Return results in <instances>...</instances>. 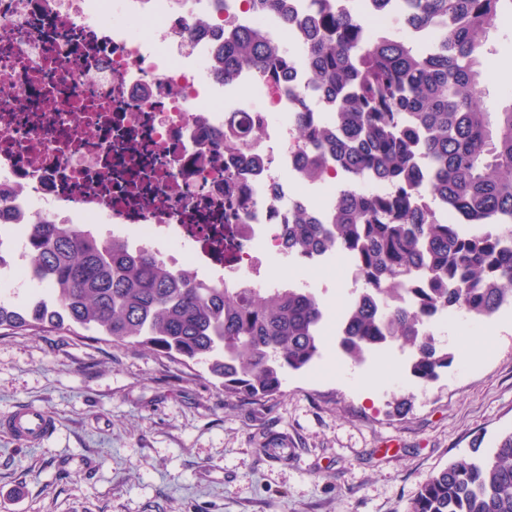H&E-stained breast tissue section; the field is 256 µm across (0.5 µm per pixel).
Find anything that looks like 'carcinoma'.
Here are the masks:
<instances>
[{"label":"carcinoma","instance_id":"carcinoma-1","mask_svg":"<svg viewBox=\"0 0 512 512\" xmlns=\"http://www.w3.org/2000/svg\"><path fill=\"white\" fill-rule=\"evenodd\" d=\"M248 2L295 20L289 0ZM309 4L306 33L291 48L258 26H225L224 79L247 64L292 98L306 177L346 182L330 223L299 210L284 232L290 255L334 247L355 261L365 288L346 306L342 353L362 362L407 347L411 376L430 382L449 354L425 319L462 311L481 320L512 303V93L490 112L481 87L486 36L512 0ZM375 13L391 26L372 34ZM297 62L304 86L289 84ZM235 180L224 173L228 204L244 210ZM21 242L41 293L0 299V329L93 331L201 363L225 396L255 400L281 394L288 372L320 356L324 310L307 288H218L79 224L42 219L24 225ZM474 451L432 475L407 512H512V430L488 453Z\"/></svg>","mask_w":512,"mask_h":512}]
</instances>
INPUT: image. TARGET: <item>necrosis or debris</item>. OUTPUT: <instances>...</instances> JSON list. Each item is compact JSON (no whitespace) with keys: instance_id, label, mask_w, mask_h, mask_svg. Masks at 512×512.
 <instances>
[{"instance_id":"obj_1","label":"necrosis or debris","mask_w":512,"mask_h":512,"mask_svg":"<svg viewBox=\"0 0 512 512\" xmlns=\"http://www.w3.org/2000/svg\"><path fill=\"white\" fill-rule=\"evenodd\" d=\"M228 19L291 38L246 0H0V222L107 227L213 283L279 286L289 212L326 219L333 197L303 175L294 103L243 65L214 78ZM230 123L258 141L225 149ZM228 170L246 210L224 201Z\"/></svg>"}]
</instances>
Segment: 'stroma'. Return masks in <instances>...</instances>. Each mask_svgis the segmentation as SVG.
Listing matches in <instances>:
<instances>
[{
  "instance_id": "obj_1",
  "label": "stroma",
  "mask_w": 512,
  "mask_h": 512,
  "mask_svg": "<svg viewBox=\"0 0 512 512\" xmlns=\"http://www.w3.org/2000/svg\"><path fill=\"white\" fill-rule=\"evenodd\" d=\"M484 102L512 90V25L490 32ZM272 268L314 288L333 319L351 296L344 262ZM452 359L433 382L409 351L357 363L324 334L321 355L289 373L281 395L225 399L201 365L183 364L92 332L0 329V416L28 404L58 421L36 447L0 431V512H406L433 474L473 441L492 448L512 429V305L436 330ZM483 349L461 358L458 337ZM408 397L410 411L392 413ZM284 448L274 459L270 449Z\"/></svg>"
}]
</instances>
